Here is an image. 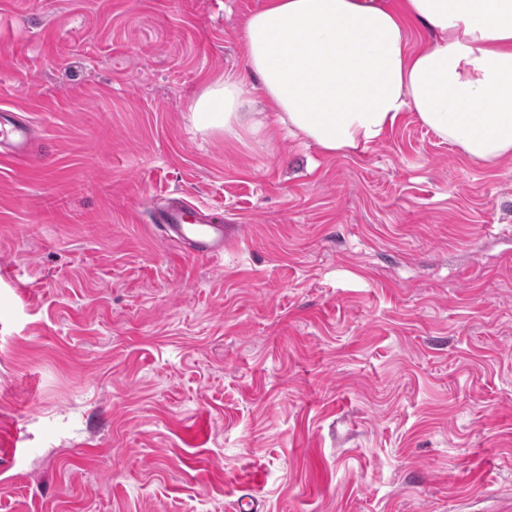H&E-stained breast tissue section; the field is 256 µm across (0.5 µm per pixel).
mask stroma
Returning a JSON list of instances; mask_svg holds the SVG:
<instances>
[{
	"label": "stroma",
	"instance_id": "stroma-1",
	"mask_svg": "<svg viewBox=\"0 0 512 512\" xmlns=\"http://www.w3.org/2000/svg\"><path fill=\"white\" fill-rule=\"evenodd\" d=\"M263 2L0 0V108L48 145L0 162V512L512 500V159L409 113L351 155L198 131ZM155 224H161L166 237L188 247L195 256L213 261L224 258V224L214 223L211 214L172 199L151 207Z\"/></svg>",
	"mask_w": 512,
	"mask_h": 512
}]
</instances>
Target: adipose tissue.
I'll list each match as a JSON object with an SVG mask.
<instances>
[{"label": "adipose tissue", "instance_id": "1", "mask_svg": "<svg viewBox=\"0 0 512 512\" xmlns=\"http://www.w3.org/2000/svg\"><path fill=\"white\" fill-rule=\"evenodd\" d=\"M430 38L409 46V29ZM229 72L189 110L238 141L270 127L328 155L368 149L410 112L467 158H512V0H266Z\"/></svg>", "mask_w": 512, "mask_h": 512}]
</instances>
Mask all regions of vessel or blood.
Listing matches in <instances>:
<instances>
[{
    "instance_id": "1",
    "label": "vessel or blood",
    "mask_w": 512,
    "mask_h": 512,
    "mask_svg": "<svg viewBox=\"0 0 512 512\" xmlns=\"http://www.w3.org/2000/svg\"><path fill=\"white\" fill-rule=\"evenodd\" d=\"M0 153L21 165L37 156L28 123L6 109H0ZM152 212L170 241L185 245L196 256L223 258L224 227L214 223L211 214L178 199L154 206Z\"/></svg>"
}]
</instances>
